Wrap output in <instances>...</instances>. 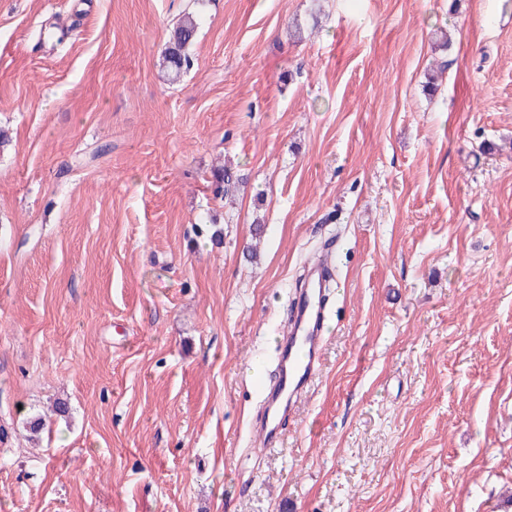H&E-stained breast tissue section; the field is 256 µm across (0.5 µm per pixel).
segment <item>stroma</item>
Here are the masks:
<instances>
[{"label": "stroma", "instance_id": "1", "mask_svg": "<svg viewBox=\"0 0 512 512\" xmlns=\"http://www.w3.org/2000/svg\"><path fill=\"white\" fill-rule=\"evenodd\" d=\"M0 130V512H512V0H0ZM197 30V20L188 14L169 33L162 64L175 78L193 66L189 47L195 40ZM326 272L316 268L307 283L309 287L299 292L296 312L289 324L278 358L277 379L265 394L266 409L259 429L267 446L281 433L279 403L288 400V405L297 399L303 388H310L320 373L321 342L320 324L327 312L324 305L326 292L323 288Z\"/></svg>", "mask_w": 512, "mask_h": 512}]
</instances>
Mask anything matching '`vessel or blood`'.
Instances as JSON below:
<instances>
[{"mask_svg": "<svg viewBox=\"0 0 512 512\" xmlns=\"http://www.w3.org/2000/svg\"><path fill=\"white\" fill-rule=\"evenodd\" d=\"M325 277L324 269L313 270L308 287L299 292L296 312L279 353L276 382L265 392L266 409L259 429L265 443H272L281 433L280 401L297 399L302 389L310 388L320 373V325L326 314Z\"/></svg>", "mask_w": 512, "mask_h": 512, "instance_id": "1", "label": "vessel or blood"}]
</instances>
